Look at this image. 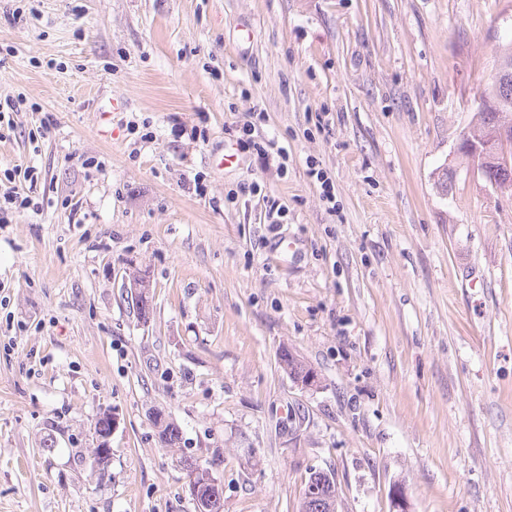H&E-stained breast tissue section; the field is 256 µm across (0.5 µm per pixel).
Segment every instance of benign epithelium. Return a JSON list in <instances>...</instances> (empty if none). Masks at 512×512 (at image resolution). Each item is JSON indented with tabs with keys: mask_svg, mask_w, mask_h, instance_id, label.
I'll list each match as a JSON object with an SVG mask.
<instances>
[{
	"mask_svg": "<svg viewBox=\"0 0 512 512\" xmlns=\"http://www.w3.org/2000/svg\"><path fill=\"white\" fill-rule=\"evenodd\" d=\"M494 81L497 87V97L491 100L482 95L479 96L478 108L482 110L499 109L512 100V67L507 64L502 65L497 70ZM494 140L504 144L512 140V121L508 119L501 120L496 130L489 137L479 135L474 129L464 131L458 143L457 153L476 167L477 171L491 186L506 191L509 189V184L496 175V170L499 167L505 169L512 167V156L505 150L490 148V142ZM123 287L133 298L148 295L151 291L150 279L145 274L124 281ZM105 416L110 419V428L96 434L98 447L95 448L93 453L95 458L104 457L111 453L108 443L112 437V429L115 428V421L112 420L111 413L107 412Z\"/></svg>",
	"mask_w": 512,
	"mask_h": 512,
	"instance_id": "obj_1",
	"label": "benign epithelium"
}]
</instances>
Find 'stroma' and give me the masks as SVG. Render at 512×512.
<instances>
[{
    "mask_svg": "<svg viewBox=\"0 0 512 512\" xmlns=\"http://www.w3.org/2000/svg\"><path fill=\"white\" fill-rule=\"evenodd\" d=\"M509 39L512 0H0V512H194L184 454L224 512L317 470L338 512H512V193L457 156ZM255 131V123H245L239 130L241 132V136L239 137V144L248 149H253L256 151V155L261 160L262 163L267 164L270 160H274L275 157L283 161H285L288 157L285 151L281 148L277 149L276 152H271L272 145L267 144L265 142H257L253 137V132ZM275 154V156H274ZM123 288L127 289V292L130 293L131 298H135L141 295L143 296L138 299L136 306L140 319H143L145 322H147L150 314L153 311L152 296L144 297V295L150 294L152 288L149 277L145 274H140L137 278H132L130 281L125 279L123 282ZM281 362L285 363L288 366L290 372H300L307 374L309 371H312L311 367L303 363L289 350H283L281 354ZM290 372L288 373L289 377L302 388L311 389L317 386L318 377L316 373L311 372L308 375H295L294 373ZM105 416L108 418V420L110 421V427L106 430H102V427H104V425L107 423V420L104 419L101 415L102 413H100L94 420V424H93V431H94V434H97L95 435L96 436V439H97V442H98V447L95 448V452L92 454V458L95 459V458H98V457H104L106 456L107 454H111V451H112V448H109L108 446V443H109V440L110 438L112 437V430L115 428V421L112 419V414L110 412H104ZM100 431V432H99ZM110 456H107V457H104L101 461H102V467L99 468V473L98 476H103L104 473H105V469L107 467V463L109 461V458ZM158 434L163 447L166 448H181L182 443V429L173 420H166L160 417L155 420ZM180 463L189 477L190 474L195 473L194 482L189 487L195 510L196 502H198L201 505L206 504L210 508L209 512H223L224 503L219 495L218 487L215 485L216 479L212 474L213 462L185 456L181 458Z\"/></svg>",
    "mask_w": 512,
    "mask_h": 512,
    "instance_id": "stroma-1",
    "label": "stroma"
}]
</instances>
